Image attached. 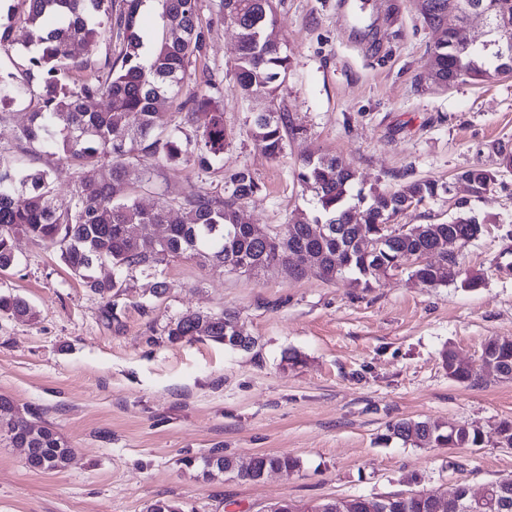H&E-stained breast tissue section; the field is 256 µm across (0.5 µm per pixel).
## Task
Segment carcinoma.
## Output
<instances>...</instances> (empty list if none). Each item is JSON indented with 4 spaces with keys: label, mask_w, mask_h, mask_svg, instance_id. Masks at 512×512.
I'll return each instance as SVG.
<instances>
[{
    "label": "carcinoma",
    "mask_w": 512,
    "mask_h": 512,
    "mask_svg": "<svg viewBox=\"0 0 512 512\" xmlns=\"http://www.w3.org/2000/svg\"><path fill=\"white\" fill-rule=\"evenodd\" d=\"M25 7L28 44L38 47L29 58V73L40 79L41 105L29 116L17 140L37 142L62 153L68 161L75 189L69 205L61 210L53 203V171L31 169L0 159V270L16 265L12 241L24 233L58 247L71 271L102 296L123 288L124 274L141 270L153 276L171 258L186 256L216 267L252 273L271 264H288L295 275L312 273L326 281L351 276L355 286L369 288L381 277L402 269L409 254L437 246L448 236L472 241L483 231L472 200L498 184V171L480 165L464 170L459 179L470 187L469 196L454 206L455 215L446 224L399 223L408 210L448 193L449 183L418 179L400 190L354 189L355 174L336 157L309 155L297 174L299 183L315 195V214L286 224L274 240L252 237L239 215V203L259 191L245 169L229 176L228 193H194L173 211L164 207L142 208L128 191L127 159L138 149L166 163L191 165L208 173L224 154L229 136L224 128V99L214 93H194L186 99L189 118L195 124L190 135L168 129L166 112L170 101L186 88L193 60L205 55L208 30L197 20L196 0H159L161 38L146 47L139 19L145 0H19ZM493 15L512 18V0H478ZM224 18L237 23L240 45L236 56L238 95L245 101L262 98L272 108L252 116L255 142L270 159L285 153L286 135L294 128L278 101V91L288 75V55L281 44L260 34L277 24L276 0H222ZM431 55L448 74L465 72V80L491 81L512 74V66L498 58L496 50L477 44L464 52L452 24L434 29ZM119 41L120 51L104 62L88 65L90 73L68 81L66 71L72 50L80 46L93 52L102 35ZM26 89L10 72L0 70V102L22 96ZM107 99V107L94 103ZM365 220L366 233L380 237L377 225L389 224L396 237L372 252L363 250L348 227L352 213ZM167 225L165 236L154 228ZM329 225L332 231L311 239L310 227ZM108 264L112 276L99 278L95 269ZM0 312L33 319L35 311L20 297H0ZM202 335L231 348L247 350L253 338L243 334L236 316L186 314L174 322L168 336ZM504 380H512V342L492 348ZM448 377L459 383L476 384L472 369L451 368L448 352L442 353ZM0 429L11 443L29 449L27 462L41 470H61L68 462V449L48 426H36L20 413L13 400L0 396ZM390 436L417 448H472L485 440L512 445V420H502L484 433L468 424L454 430L430 420L398 421L389 426ZM206 473L238 471L250 481L270 472L291 473L298 459L263 454L239 465L218 450L202 459ZM449 498L457 512H512V491L496 492L478 502L467 485L455 484L433 494H410L389 501L385 512H448L441 509Z\"/></svg>",
    "instance_id": "obj_1"
}]
</instances>
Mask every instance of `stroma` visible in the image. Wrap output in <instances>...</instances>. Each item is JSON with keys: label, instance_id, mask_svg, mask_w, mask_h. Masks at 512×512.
<instances>
[{"label": "stroma", "instance_id": "obj_1", "mask_svg": "<svg viewBox=\"0 0 512 512\" xmlns=\"http://www.w3.org/2000/svg\"><path fill=\"white\" fill-rule=\"evenodd\" d=\"M11 5L0 0V23L12 25L14 39L0 49V67L27 92L0 106V156L57 172L53 194L64 206L74 187L64 161L16 138L40 88ZM198 11L208 49L192 63L188 88L218 84L229 144L204 175L133 153L128 182L144 208H179L246 169L260 190L241 202L242 220L278 230L313 212L312 191L296 180L307 153L343 159L359 187L395 190L495 166V147L512 144V77L432 87L425 64L434 34L412 0H277L290 58L279 101L297 133L283 157L269 159L250 136L249 104L234 92L236 30L219 0H198ZM473 208L484 231L457 258L481 275L476 288L429 287L405 269L363 289L279 264L241 274L179 257L164 268V294L133 271L108 300L55 247L16 236L18 262L0 271V296L25 299L36 317L0 313V395L50 424L70 461L60 471L32 470L0 432V512H145L158 499L184 512H267L282 498L302 505L456 483L476 491L512 475V448L493 442L416 448L387 436L402 420L484 431L512 420V380L459 383L441 361L451 346L477 370L488 338L512 341V172ZM195 312L235 314L254 347L170 341V326ZM215 448L242 463L288 455L300 467L258 482L233 472L207 477L198 462Z\"/></svg>", "mask_w": 512, "mask_h": 512}]
</instances>
